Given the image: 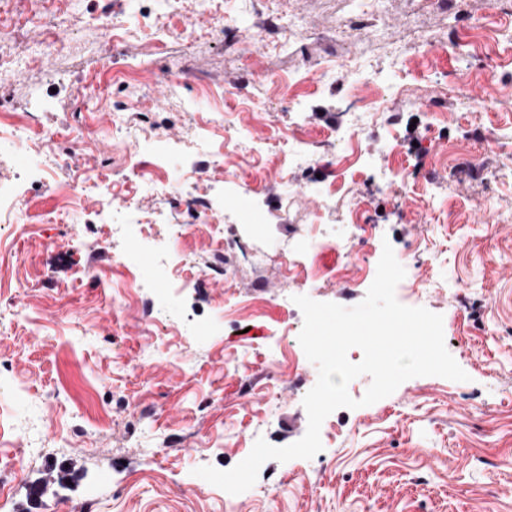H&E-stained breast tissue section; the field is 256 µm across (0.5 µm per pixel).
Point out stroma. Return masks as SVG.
Listing matches in <instances>:
<instances>
[{
	"instance_id": "1",
	"label": "stroma",
	"mask_w": 512,
	"mask_h": 512,
	"mask_svg": "<svg viewBox=\"0 0 512 512\" xmlns=\"http://www.w3.org/2000/svg\"><path fill=\"white\" fill-rule=\"evenodd\" d=\"M356 8L0 0V124L31 101L53 103L0 167L29 188L21 222L0 227V512H74L91 496L97 512H512V8L370 0L371 26L354 30L345 20ZM228 18L239 42L213 35ZM339 58L379 71L381 85L350 96L327 72ZM390 83L405 94L362 135L365 164L344 178L346 203L379 229L368 240L323 214L319 197L345 112ZM173 85L182 106L168 99ZM118 108L147 113L137 145L113 136ZM219 109L267 151L227 165L224 130L211 122ZM298 132L313 162L289 170ZM161 140L195 150L189 165L160 166L176 185L165 194L134 176L131 159L157 163ZM452 147L476 168L456 167ZM47 166L85 183L76 202L42 186ZM131 206L154 227L130 224L114 238L109 219ZM319 224L353 236L354 258L305 256L302 275H290L289 251ZM239 239L268 263L242 266L223 251L237 276L210 274L223 241ZM130 241L129 272L113 257ZM386 244L429 282L422 305L442 315L468 381L416 377L372 405L337 409L321 452L265 462L241 494L195 476L233 468L257 438L282 447L304 436L318 373L303 362L293 298L357 305ZM315 266L341 277L307 289Z\"/></svg>"
}]
</instances>
